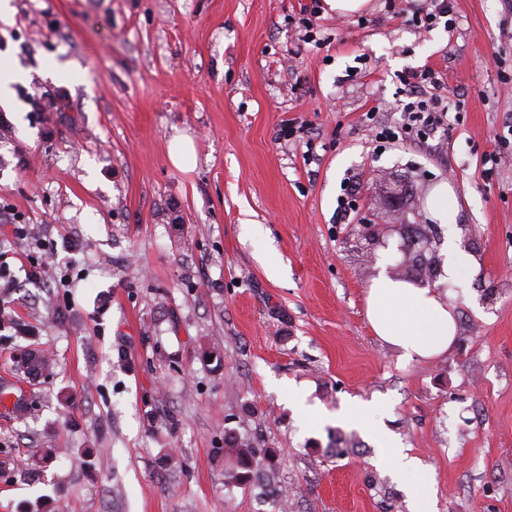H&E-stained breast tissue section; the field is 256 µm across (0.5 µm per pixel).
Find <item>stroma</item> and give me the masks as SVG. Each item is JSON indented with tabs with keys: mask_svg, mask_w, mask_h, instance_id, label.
I'll return each instance as SVG.
<instances>
[{
	"mask_svg": "<svg viewBox=\"0 0 512 512\" xmlns=\"http://www.w3.org/2000/svg\"><path fill=\"white\" fill-rule=\"evenodd\" d=\"M10 5L0 66L30 78L0 112V208L39 233L0 223L15 276L0 303L55 363L24 379L0 343V381L23 380L35 409L0 412V458L55 457L32 476L0 470V512H410L377 425L426 466L437 512H512L505 0H451L453 27L430 31L403 0L347 16L314 0ZM51 62L74 78L42 77ZM426 65L445 75L446 126L377 144V126L402 122L399 74ZM40 95L59 109L35 111ZM177 134L193 169L169 159ZM442 181L457 209L433 247L466 250L479 272L436 282L458 335L410 360L372 333L366 289L381 260L399 274L395 227L430 223ZM67 236L77 250L50 257ZM354 400L371 405L365 424L344 415ZM230 432L275 451L288 510L225 478Z\"/></svg>",
	"mask_w": 512,
	"mask_h": 512,
	"instance_id": "1",
	"label": "stroma"
}]
</instances>
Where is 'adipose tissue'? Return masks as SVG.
I'll use <instances>...</instances> for the list:
<instances>
[{
  "label": "adipose tissue",
  "instance_id": "1",
  "mask_svg": "<svg viewBox=\"0 0 512 512\" xmlns=\"http://www.w3.org/2000/svg\"><path fill=\"white\" fill-rule=\"evenodd\" d=\"M366 304L375 336L407 358L430 360L448 352L454 343L455 315L432 288L390 277L382 270L367 290ZM390 455L408 477L411 512H435L432 484L419 460L397 448Z\"/></svg>",
  "mask_w": 512,
  "mask_h": 512
}]
</instances>
